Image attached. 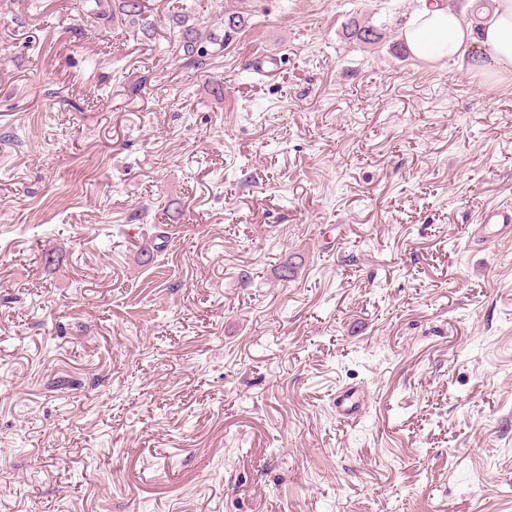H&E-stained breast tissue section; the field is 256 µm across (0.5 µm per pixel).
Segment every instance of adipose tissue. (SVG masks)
<instances>
[{
  "label": "adipose tissue",
  "mask_w": 512,
  "mask_h": 512,
  "mask_svg": "<svg viewBox=\"0 0 512 512\" xmlns=\"http://www.w3.org/2000/svg\"><path fill=\"white\" fill-rule=\"evenodd\" d=\"M474 0L452 10L427 4L405 26L401 37L422 61L445 58L484 84L512 75V0H493L489 10L472 13Z\"/></svg>",
  "instance_id": "ef3b65f1"
}]
</instances>
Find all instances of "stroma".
<instances>
[{
    "label": "stroma",
    "mask_w": 512,
    "mask_h": 512,
    "mask_svg": "<svg viewBox=\"0 0 512 512\" xmlns=\"http://www.w3.org/2000/svg\"><path fill=\"white\" fill-rule=\"evenodd\" d=\"M71 4L0 0V512H512V77L419 0H242L202 71ZM459 9L425 2L402 30L411 55L422 61L455 60L482 84L512 75V0H493L492 7L468 18L475 0ZM512 207L511 204L506 206H494L487 209L482 218L481 229L482 238L486 240H492L491 237L487 236V230L490 226L498 227V236H504L505 234L510 235L512 233Z\"/></svg>",
    "instance_id": "1"
}]
</instances>
